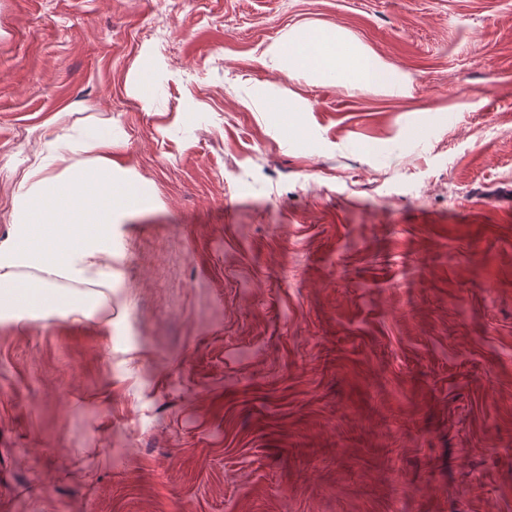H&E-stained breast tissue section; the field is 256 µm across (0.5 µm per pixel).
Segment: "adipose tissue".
Listing matches in <instances>:
<instances>
[{
	"label": "adipose tissue",
	"instance_id": "ef3b65f1",
	"mask_svg": "<svg viewBox=\"0 0 512 512\" xmlns=\"http://www.w3.org/2000/svg\"><path fill=\"white\" fill-rule=\"evenodd\" d=\"M289 72L330 78L348 88H403V79L341 29L296 33L288 44L271 46ZM66 163L59 175L52 162ZM11 231L0 241V320L25 322L47 312L71 314L70 296L57 279L86 280L112 253L115 211L145 209L142 187L120 177L112 165V137L58 139L53 158H37L14 189ZM37 270L34 278L26 270Z\"/></svg>",
	"mask_w": 512,
	"mask_h": 512
}]
</instances>
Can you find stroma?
Instances as JSON below:
<instances>
[{
	"mask_svg": "<svg viewBox=\"0 0 512 512\" xmlns=\"http://www.w3.org/2000/svg\"><path fill=\"white\" fill-rule=\"evenodd\" d=\"M94 131L153 203L0 321V512H512V0H0V240ZM270 52L286 60L289 73L334 79L348 88L404 87L403 79L393 69L342 29L300 31L289 44H275Z\"/></svg>",
	"mask_w": 512,
	"mask_h": 512,
	"instance_id": "stroma-1",
	"label": "stroma"
}]
</instances>
